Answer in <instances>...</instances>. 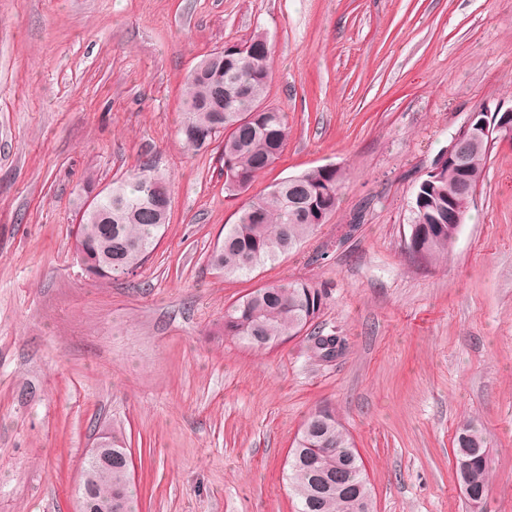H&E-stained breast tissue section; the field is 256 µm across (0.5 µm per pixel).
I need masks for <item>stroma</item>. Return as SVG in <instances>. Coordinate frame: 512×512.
Here are the masks:
<instances>
[{"instance_id": "stroma-1", "label": "stroma", "mask_w": 512, "mask_h": 512, "mask_svg": "<svg viewBox=\"0 0 512 512\" xmlns=\"http://www.w3.org/2000/svg\"><path fill=\"white\" fill-rule=\"evenodd\" d=\"M267 33V105L288 142L226 197L216 146L178 135L186 81ZM512 107V0H0V512H76L98 434L131 448L138 512H295L297 430L348 428L375 512H471L457 429L484 428L480 512H512V142H495L446 261L404 234L417 183L471 112ZM154 158L170 222L132 273L88 279L74 203ZM333 164L340 202L294 256L247 277L207 257L242 203ZM325 293L313 327L259 354L222 334L261 286ZM345 342L310 358L314 334Z\"/></svg>"}]
</instances>
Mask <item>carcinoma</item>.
I'll use <instances>...</instances> for the list:
<instances>
[{
    "label": "carcinoma",
    "mask_w": 512,
    "mask_h": 512,
    "mask_svg": "<svg viewBox=\"0 0 512 512\" xmlns=\"http://www.w3.org/2000/svg\"><path fill=\"white\" fill-rule=\"evenodd\" d=\"M247 44V50L240 43L224 44L222 53L203 59L189 75L179 128L190 148L221 141L218 161L230 198L272 169L288 140L285 114L265 104L271 44L259 34ZM489 158L490 151L475 147L461 171L439 156L432 165L439 172L426 173L418 183L405 239L424 260L448 258L461 228L448 223V200L469 210L474 196L457 195L454 189L464 179L483 181ZM344 180V171L328 164L275 181L236 211L234 223L224 225V240L208 257L210 267L226 277H247L296 252L336 210ZM76 209L82 223L75 252L88 256L92 277L127 274L148 259L168 227L166 178L147 159L138 172L112 182L93 202L81 201ZM323 300L321 289L303 281L261 286L224 311V335L255 351L269 350L313 325ZM339 349L336 336L316 335L309 353L326 362ZM98 442L112 449V473L86 460L85 473L96 488L95 512H135L131 471L120 460L128 455L123 436L104 431ZM454 455L465 499L477 509L487 496L491 471L482 429L471 421L462 424ZM287 481L296 512H374L363 461L349 431L327 407L315 409L301 425L289 452Z\"/></svg>",
    "instance_id": "obj_1"
}]
</instances>
